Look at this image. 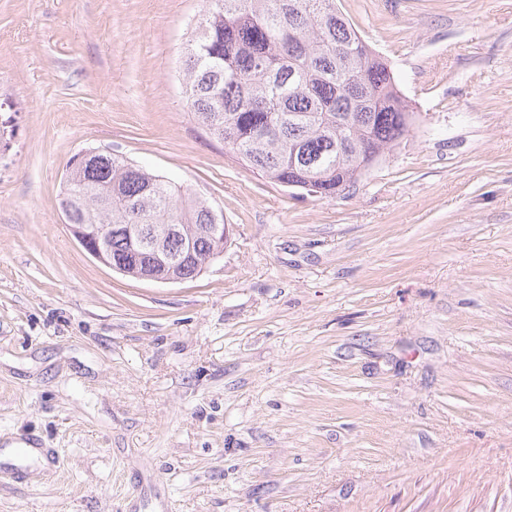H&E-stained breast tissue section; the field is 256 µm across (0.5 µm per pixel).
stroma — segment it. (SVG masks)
I'll use <instances>...</instances> for the list:
<instances>
[{
	"mask_svg": "<svg viewBox=\"0 0 512 512\" xmlns=\"http://www.w3.org/2000/svg\"><path fill=\"white\" fill-rule=\"evenodd\" d=\"M405 136L334 199L238 163L190 111L205 0H0V512H512V0H336ZM109 149L230 226L199 277L70 234Z\"/></svg>",
	"mask_w": 512,
	"mask_h": 512,
	"instance_id": "stroma-1",
	"label": "stroma"
}]
</instances>
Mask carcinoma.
<instances>
[{
    "mask_svg": "<svg viewBox=\"0 0 512 512\" xmlns=\"http://www.w3.org/2000/svg\"><path fill=\"white\" fill-rule=\"evenodd\" d=\"M185 48L183 86L196 119L240 164L302 194L313 182L334 198L363 173L369 151L404 137L409 105L389 65L368 47L336 0H206ZM89 243L128 266L151 256L138 226L178 224L166 248L173 273L192 280L213 244L211 206L125 158L68 163L60 200Z\"/></svg>",
    "mask_w": 512,
    "mask_h": 512,
    "instance_id": "carcinoma-1",
    "label": "carcinoma"
}]
</instances>
